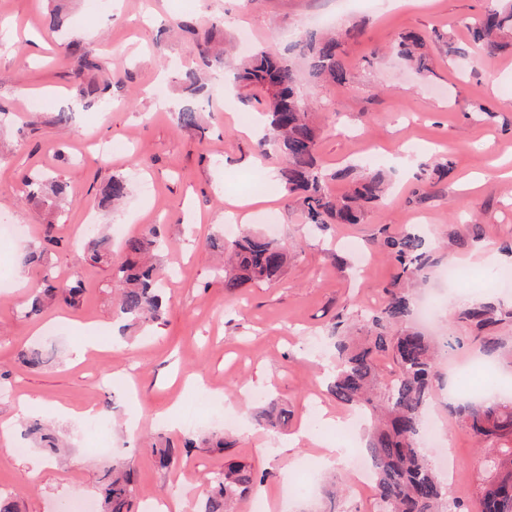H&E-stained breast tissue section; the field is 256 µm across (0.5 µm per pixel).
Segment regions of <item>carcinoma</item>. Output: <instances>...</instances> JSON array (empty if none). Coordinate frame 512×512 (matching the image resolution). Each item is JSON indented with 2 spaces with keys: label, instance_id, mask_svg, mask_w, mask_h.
<instances>
[{
  "label": "carcinoma",
  "instance_id": "cac0c4a2",
  "mask_svg": "<svg viewBox=\"0 0 512 512\" xmlns=\"http://www.w3.org/2000/svg\"><path fill=\"white\" fill-rule=\"evenodd\" d=\"M474 42L488 53L507 45L505 37L512 33V0H491L479 16L462 21ZM344 36L335 33H307L288 46L284 53L260 50L233 69L232 83L246 91V98L263 106L264 135L262 152L272 149L282 157L283 166L277 174L288 194L299 200L309 223L359 224L365 209L382 199L384 179L366 174L355 181L349 195L338 197L328 187L317 160L319 130L310 118L313 104L299 95L293 56L307 61L308 75L315 84H347L350 73L343 61ZM400 54L421 73L430 72L422 40L412 34L401 36L397 43ZM199 115L188 105L176 112L177 125L198 126ZM27 195L43 193L54 198L69 195L66 182L40 178L26 182ZM104 200L120 202L128 195V184L121 177H112L102 190ZM87 245L96 260L112 255V239L90 233ZM225 255L224 289L232 294L247 282H270L281 277L288 265V246L262 234L246 233L230 242H211ZM383 246L400 267L399 278H408L420 268L425 256L426 240L415 233L387 238ZM125 259L112 267V280L119 283L116 300L118 316L128 324H149L161 320L166 305L159 282L162 268L154 261L163 247L160 228L148 227L141 235L124 243ZM38 289L24 310V316L38 315L46 301L73 306L80 290L44 275ZM411 313L409 295L403 289L390 292L387 305L377 313L364 316L361 331L363 342L356 343L345 335L339 322L333 323L329 337L336 349L335 364L329 389L336 400L361 409L376 418L377 424L368 435L366 452L372 462L377 512H466L467 506L454 498L448 506L445 486L432 461L418 446L423 416L432 399L434 382L438 379L437 351L430 337L412 328L396 336L387 335L389 326L405 322ZM481 327L495 322V309L482 306L468 312ZM482 350L490 357L509 358L499 339L483 337ZM389 354L396 365L394 376L379 384L376 356ZM481 445L483 467L494 478L479 486L481 512H512V401H470L459 407ZM261 427L275 431L288 419V413L269 403L253 413ZM25 434L44 449L57 450L55 437L38 421L28 424ZM271 473H258L243 462H233L212 477L210 489L202 499L198 512H232L238 497L263 483ZM102 512H132L134 487L129 470L119 465L101 479Z\"/></svg>",
  "mask_w": 512,
  "mask_h": 512
}]
</instances>
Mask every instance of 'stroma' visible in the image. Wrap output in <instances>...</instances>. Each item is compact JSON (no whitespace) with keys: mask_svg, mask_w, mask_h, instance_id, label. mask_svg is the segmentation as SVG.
Masks as SVG:
<instances>
[{"mask_svg":"<svg viewBox=\"0 0 512 512\" xmlns=\"http://www.w3.org/2000/svg\"><path fill=\"white\" fill-rule=\"evenodd\" d=\"M488 0H429L400 8L393 0H0V423L13 424L12 453H0V495L19 512H60L65 502L99 505V481L112 465L133 469L135 503L146 498L185 501L190 512L208 480L244 461L270 479L240 505L266 502V512H321L322 490L346 474V463L326 466L321 443L340 446L336 427L309 425V401L343 418L350 409L327 389L325 341L334 321L355 324L358 314L386 305L399 267L382 241L420 230L429 240L413 290L433 304L429 333L441 347L438 379L428 412L450 434L457 494L481 512L477 483L483 472L472 431L448 400L456 368L480 360L475 329L462 319L467 300L503 305L512 287L493 288L499 262L462 266L448 277L450 259L478 248L512 246V45L488 56L462 22L483 12ZM60 11L64 24L49 33ZM222 25H213L216 17ZM195 23L196 35L177 29ZM360 26L344 45L348 85L311 84L296 59L301 94L319 101L317 155L334 194L349 192L353 177L381 174L387 196L362 223L307 224L300 204L288 199L277 177L279 159L261 154L258 135L245 126L261 107L217 81L189 98L178 73L198 64L206 39L222 43L228 62L250 48L283 51L301 33ZM405 32L423 40L432 71L419 76L394 52ZM92 68H85V61ZM108 84L110 107L75 108L89 84ZM195 100L199 127L182 128L176 109ZM112 147L111 159L98 154ZM447 172H436L437 164ZM352 169L345 177L344 169ZM42 174L69 183L72 199L59 207L26 194L25 178ZM126 178L120 208L103 202L112 176ZM108 230L113 245L159 225L171 251L169 265L182 278L165 281L164 325L152 332L126 327L114 309L110 263L93 262L85 230ZM237 232L267 235L287 244L290 261L272 283H248L227 294L206 246ZM58 244L46 257L54 273L79 284L73 307L48 304L36 318L20 314L37 266L23 263L45 234ZM369 267L357 273L358 257ZM62 334L45 341L47 325ZM38 347L46 362L33 368L24 352ZM200 376L224 397L231 423L218 425L206 406L190 408L188 389ZM260 398L288 411L285 428L270 433L252 419ZM35 402L28 419L51 428L63 447L46 453L24 439L21 399ZM102 410L110 446L93 447L87 410ZM196 423L183 424L186 413ZM307 439H299L300 429ZM228 438L218 448V434ZM193 447H184V439ZM172 443L175 460L160 467L155 449ZM27 445L25 454L17 446Z\"/></svg>","mask_w":512,"mask_h":512,"instance_id":"1","label":"stroma"}]
</instances>
